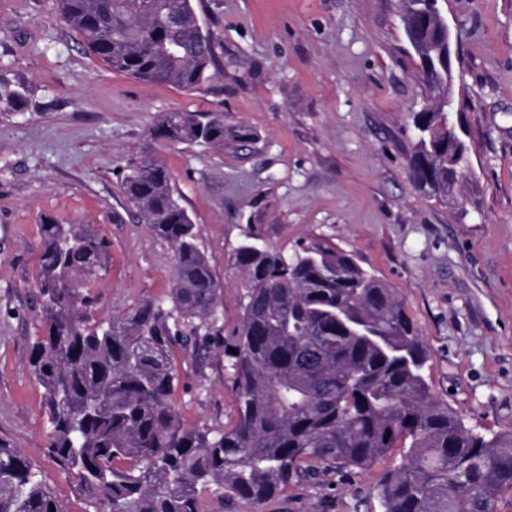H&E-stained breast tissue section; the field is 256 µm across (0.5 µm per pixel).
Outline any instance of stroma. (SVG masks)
Segmentation results:
<instances>
[{
	"label": "stroma",
	"mask_w": 512,
	"mask_h": 512,
	"mask_svg": "<svg viewBox=\"0 0 512 512\" xmlns=\"http://www.w3.org/2000/svg\"><path fill=\"white\" fill-rule=\"evenodd\" d=\"M216 65L185 90L112 71L84 48L57 0H0V73L34 102L0 115V439L38 468L66 512H86L76 482L49 455L43 389L30 349L44 217L93 225L112 263L91 283V318L166 299L171 245L118 189L150 153L195 222L223 288L230 337L242 314L230 270L247 237L288 254L322 243L393 288L420 335L433 394L484 435L512 427V0H448L466 95L462 121L477 207L426 197L408 166L423 107L418 59L400 0H193ZM217 112L244 140L218 150L153 139L163 112ZM173 401L187 425L236 415L229 358L175 349ZM384 473L291 486L262 508L225 499L215 512H381Z\"/></svg>",
	"instance_id": "obj_1"
}]
</instances>
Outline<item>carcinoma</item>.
Wrapping results in <instances>:
<instances>
[{
  "instance_id": "obj_1",
  "label": "carcinoma",
  "mask_w": 512,
  "mask_h": 512,
  "mask_svg": "<svg viewBox=\"0 0 512 512\" xmlns=\"http://www.w3.org/2000/svg\"><path fill=\"white\" fill-rule=\"evenodd\" d=\"M72 29L113 70L198 88L214 44L192 0H58ZM29 86L0 73V112L22 113ZM409 167L416 185L448 197L472 174L463 127L418 112ZM156 140L224 149L220 114L163 112ZM120 192L175 251L170 305L147 300L94 322L109 242L91 224H42L32 375L44 389L48 452L90 512H209L236 497L261 506L296 483L329 481L391 461L378 485L383 512H494L512 490V428L487 437L431 393L428 352L394 289L342 251L290 255L245 242L234 249L243 313L233 333L235 421L184 424L171 397L173 348L217 344L222 288L165 165L132 162ZM226 347V344L219 345ZM0 512H66L39 470L0 439Z\"/></svg>"
}]
</instances>
